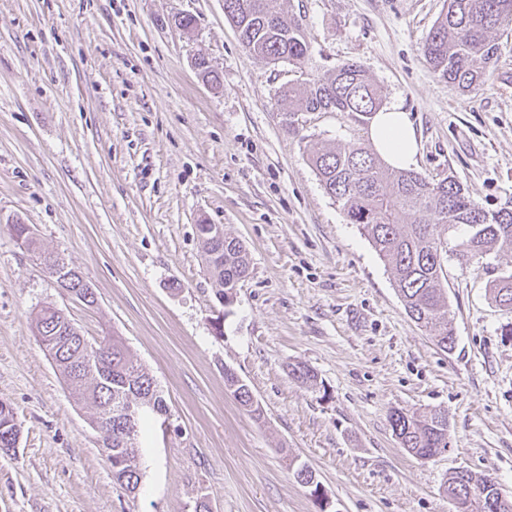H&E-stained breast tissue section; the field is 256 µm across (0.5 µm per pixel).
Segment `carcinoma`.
Listing matches in <instances>:
<instances>
[{
  "instance_id": "carcinoma-1",
  "label": "carcinoma",
  "mask_w": 512,
  "mask_h": 512,
  "mask_svg": "<svg viewBox=\"0 0 512 512\" xmlns=\"http://www.w3.org/2000/svg\"><path fill=\"white\" fill-rule=\"evenodd\" d=\"M447 8L423 43V53L438 77L463 92L485 82L486 69L497 57L492 34L512 23V0H446ZM224 16L242 46L268 63L308 64L310 43L297 17L286 13L281 0H224ZM288 112H340L359 126H367L382 107V98L364 67L346 63L327 77L314 76L298 91L288 86ZM310 161L321 187L340 206L346 220L359 227L380 258L391 268L398 294L409 317L424 327L437 346L450 351L454 331L445 303V264L455 259L468 263L493 251H512V209L486 210L466 194L452 175L431 181L426 176L385 163L372 148L349 142L337 148H317ZM407 213L412 221L399 223ZM220 286L219 294L239 287L249 275L250 262L240 241L224 236V261L208 265ZM494 302L512 312V273L503 274L489 289ZM59 309L41 310L36 330L58 325ZM38 340L47 354L58 349L57 369L80 402L93 409L140 396L167 412L166 404L149 373L135 363L117 336L109 342L107 366L95 376L77 375L79 345L62 331L43 333ZM289 374L306 386L317 376L305 364L288 365ZM230 393L255 419L263 411L245 384ZM448 416L436 411L421 418L402 410L390 414L393 433L410 455L431 459L448 450L445 425ZM140 424L130 427L112 419V477L128 492L140 483L136 465ZM20 434L10 405L0 402V450L16 447ZM448 495L461 505L458 512H512V498L500 497L488 485L487 475L455 471L444 483Z\"/></svg>"
}]
</instances>
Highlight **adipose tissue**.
Wrapping results in <instances>:
<instances>
[{
	"mask_svg": "<svg viewBox=\"0 0 512 512\" xmlns=\"http://www.w3.org/2000/svg\"><path fill=\"white\" fill-rule=\"evenodd\" d=\"M375 151L391 166L406 169L415 164L419 140L408 112L393 105L379 110L368 128Z\"/></svg>",
	"mask_w": 512,
	"mask_h": 512,
	"instance_id": "obj_1",
	"label": "adipose tissue"
}]
</instances>
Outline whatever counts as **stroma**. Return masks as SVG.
<instances>
[{"label": "stroma", "mask_w": 512, "mask_h": 512, "mask_svg": "<svg viewBox=\"0 0 512 512\" xmlns=\"http://www.w3.org/2000/svg\"><path fill=\"white\" fill-rule=\"evenodd\" d=\"M444 2L283 0L312 47L300 69L251 56L224 0H0V401L21 426L0 453V512H195L202 500L211 512H455L443 484L462 469L512 497V315L487 292L512 253L449 261L456 340L441 350L309 162L314 146L367 130L279 106L283 86L361 64L384 105L409 113L416 172L512 208V26L485 84L461 92L421 51ZM199 58L220 85L198 76ZM18 222L92 284L94 305L17 243ZM200 224L247 249L231 305ZM49 304L90 342L121 337L166 401L138 440L135 492L113 479L92 410L36 339ZM295 362L317 388L289 375ZM228 367L262 419L225 389ZM396 409L447 413L448 450L400 448ZM301 464L317 488L297 480Z\"/></svg>", "instance_id": "stroma-1"}]
</instances>
